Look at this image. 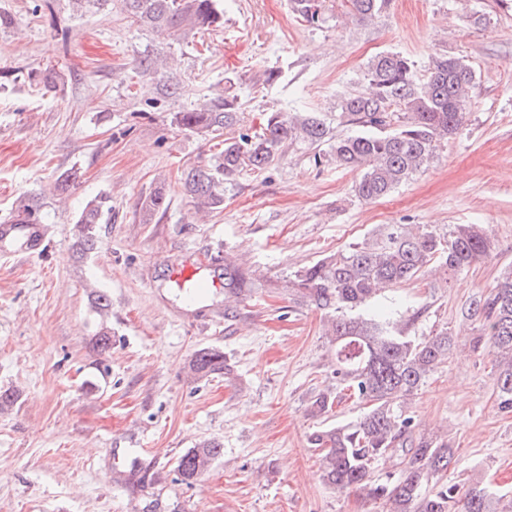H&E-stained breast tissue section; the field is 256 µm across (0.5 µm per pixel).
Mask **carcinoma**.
<instances>
[{
  "label": "carcinoma",
  "instance_id": "carcinoma-1",
  "mask_svg": "<svg viewBox=\"0 0 512 512\" xmlns=\"http://www.w3.org/2000/svg\"><path fill=\"white\" fill-rule=\"evenodd\" d=\"M347 2L349 13L361 21L390 4V0ZM123 4L137 22L173 40L224 23L219 0H123ZM290 9L299 20L318 25L326 22L329 6L326 0H290ZM166 68L156 57L146 56L138 63L141 74L149 78L168 75ZM363 81L364 89L337 103L339 123L358 128L346 136L333 134L313 112L279 111L268 113L258 131L226 137L224 131L237 125L241 111L239 96L229 93L174 113L173 123L179 128L216 138L212 168L192 167L185 173L184 187L196 210L220 208L224 184L244 173L263 171L285 144L294 142L329 143L337 167L359 172L356 196L363 201L380 199L428 166L439 144L457 134L466 120L476 75L467 57L438 54L422 79L410 58L383 52L368 61ZM103 207L104 200L94 201L77 220L84 251L93 249ZM11 224L23 229L35 245L46 232L40 204L33 197L19 198ZM492 244L488 228L481 224H454L446 233L385 224L375 239L305 266L288 281L291 295L336 313L332 319L336 385L316 395L311 413L326 417L346 396L368 407L356 422L311 436L328 487L340 492L363 490L383 501L385 512H512V498L504 504L503 497L483 488L459 496L457 485L447 480L448 469L458 464L456 449L441 434L418 430L404 407L426 378L448 361L455 337L446 328L433 336H411L396 309L374 310L365 317L346 315L433 268L450 274L465 270ZM254 288L239 268L224 266L226 302L235 304ZM468 316L480 322L475 347H484L494 358L498 406L512 412V270L471 300ZM191 369L202 376L224 372V352L198 350ZM222 453V444L215 440L188 450L176 465L180 480L194 483ZM387 463L394 468V480L375 482V469Z\"/></svg>",
  "mask_w": 512,
  "mask_h": 512
}]
</instances>
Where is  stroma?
<instances>
[{
	"label": "stroma",
	"instance_id": "stroma-1",
	"mask_svg": "<svg viewBox=\"0 0 512 512\" xmlns=\"http://www.w3.org/2000/svg\"><path fill=\"white\" fill-rule=\"evenodd\" d=\"M224 23L173 41L135 23L112 0H0L15 18L0 29V224L16 200L38 198L48 232L20 253L0 248V512H382L360 491L321 479L311 434L356 421L346 399L310 415L334 382L326 311L296 301L298 269L372 238L382 224L446 232L482 224L493 246L465 271L422 275L390 297L420 311L410 335L448 329L458 344L409 399L415 421L441 428L457 448L449 483L512 496V412L500 411L492 358L468 346L479 324L471 299L512 269V10L495 0H392L372 21L336 7L308 25L288 0H221ZM486 14L483 25L469 22ZM393 51L425 70L431 56L468 57L476 87L468 120L429 166L372 203L353 192L358 174L315 164L327 146H284L261 173L225 185L224 203L198 219L181 176L213 163L204 136L174 113L223 90L238 94L240 125L272 111L336 120L340 97L362 89L375 54ZM170 58L177 92L138 72L140 57ZM59 68L46 91L32 69ZM280 78L264 85L267 70ZM76 173L66 192L57 178ZM163 192V209L142 204ZM105 198L92 250L77 245L86 204ZM197 257L213 292L189 303L174 269ZM262 283L224 307V261ZM110 305L99 309L97 298ZM112 344L100 349V326ZM223 351L229 371L200 376L196 351ZM224 451L193 484L178 458L205 440ZM142 449L139 461L126 451Z\"/></svg>",
	"mask_w": 512,
	"mask_h": 512
}]
</instances>
